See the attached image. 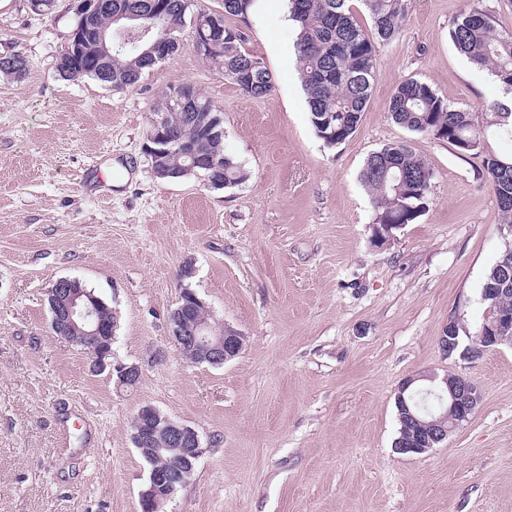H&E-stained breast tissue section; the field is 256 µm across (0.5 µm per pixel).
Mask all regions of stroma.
<instances>
[{
	"label": "stroma",
	"instance_id": "1",
	"mask_svg": "<svg viewBox=\"0 0 512 512\" xmlns=\"http://www.w3.org/2000/svg\"><path fill=\"white\" fill-rule=\"evenodd\" d=\"M70 4L0 0V56L30 65L0 76V512H140L150 466L131 420L144 405L202 441L160 512H512V347L466 358L438 345L452 319L470 346L488 316L484 274L505 232L482 158L511 154L512 138L462 158L387 110L411 76L470 111L495 93L450 42L463 0H413L377 52L356 132L333 147L310 123L288 0H254L235 21L273 76L262 98L224 80L187 28L135 87L62 80ZM179 83L221 111L245 182L154 176L146 130ZM399 141L430 166L431 202L380 246L360 172ZM62 277L115 311L113 358L141 367L135 387L52 334L47 292ZM186 288L245 336L232 361L194 365L171 342ZM425 374L465 376L480 401L443 443L403 455L396 394Z\"/></svg>",
	"mask_w": 512,
	"mask_h": 512
}]
</instances>
